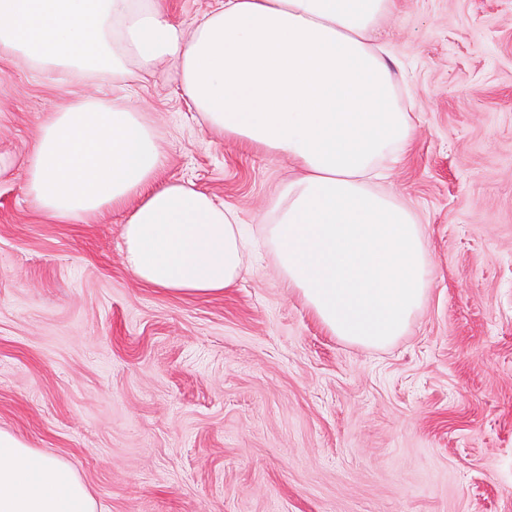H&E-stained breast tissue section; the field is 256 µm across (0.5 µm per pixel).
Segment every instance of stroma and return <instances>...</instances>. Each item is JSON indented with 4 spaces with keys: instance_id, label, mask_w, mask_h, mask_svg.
Listing matches in <instances>:
<instances>
[{
    "instance_id": "35a3bbf8",
    "label": "stroma",
    "mask_w": 512,
    "mask_h": 512,
    "mask_svg": "<svg viewBox=\"0 0 512 512\" xmlns=\"http://www.w3.org/2000/svg\"><path fill=\"white\" fill-rule=\"evenodd\" d=\"M415 136L390 179L434 285L405 336H331L263 262L223 294L137 282L121 210L43 213L24 161L60 84L0 56V431L98 512H512V0H401ZM131 91L189 181L257 224L296 167L208 132L173 77Z\"/></svg>"
}]
</instances>
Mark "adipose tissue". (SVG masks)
<instances>
[{"label": "adipose tissue", "mask_w": 512, "mask_h": 512, "mask_svg": "<svg viewBox=\"0 0 512 512\" xmlns=\"http://www.w3.org/2000/svg\"><path fill=\"white\" fill-rule=\"evenodd\" d=\"M399 0H219L192 29L168 0H0V53L37 76L102 81L49 113L25 161L45 213L84 220L123 206L137 281L207 296L233 287L263 247L280 280L341 340L404 336L433 284L417 214L380 189L414 137L402 63L380 41ZM173 75L207 131L297 164L248 236L194 184H158L167 155L123 90ZM0 512H97L69 465L0 432Z\"/></svg>", "instance_id": "obj_1"}]
</instances>
